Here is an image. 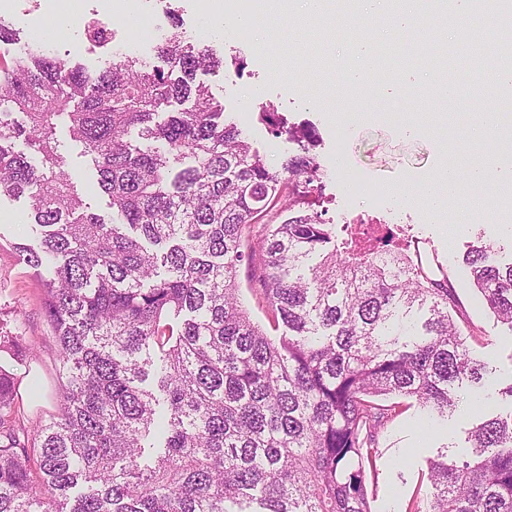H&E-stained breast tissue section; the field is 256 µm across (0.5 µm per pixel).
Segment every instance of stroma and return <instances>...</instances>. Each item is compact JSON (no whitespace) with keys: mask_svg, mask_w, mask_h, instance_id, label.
<instances>
[{"mask_svg":"<svg viewBox=\"0 0 512 512\" xmlns=\"http://www.w3.org/2000/svg\"><path fill=\"white\" fill-rule=\"evenodd\" d=\"M106 3L90 0L101 18L111 23L118 40L129 43L131 54L153 59L154 42L146 33L137 32L122 14L110 12ZM171 9L181 16L187 37L214 45L228 55L243 54L244 68L228 64L197 74L196 80L208 86L223 104L228 120L270 163L279 164L295 152L296 146L287 135L271 133L260 121L261 104H273L293 123L316 127L325 192L333 198L326 214L329 223L338 224L353 214L371 211L370 201H348L340 188L343 172H356L381 189L388 213L411 225L414 234L425 240L428 252L448 270L459 310L475 332L470 347L474 357L485 364L487 374L478 392L460 390L457 407L446 421L425 423L418 404L404 398L400 414L378 428L380 456L368 486L370 509L406 512L410 499L418 492L428 458L443 449L452 455L460 453L467 431L481 414L499 408L500 389L512 383V333L496 323L462 268L468 244L479 238L493 244L499 261L512 262V223L467 216L452 224L447 215H428L426 205L403 200L411 179L439 172L455 158L454 152L445 150L434 129L439 111L430 99L435 73L417 52L429 26L420 21L402 35L376 40L378 56L368 60L366 67L375 73L372 83L378 92L370 96L350 88L342 68L347 59L346 40L366 38L368 28L357 20L348 25L346 34H339L336 21L343 12L337 0H332L327 16L321 19L297 11L283 14L268 10L262 20L267 39L262 48L255 41L243 40L237 32H209L201 0L141 3L142 14L150 16L154 28L164 35L172 31L166 17ZM46 15V0H9L8 8L0 9V21L18 29L21 42L31 48L57 53L74 49L90 71L105 66L107 56L85 46L79 24H71L60 37L44 41L38 30ZM502 100L503 92L497 86L485 87L478 95L472 87L460 88L450 111L455 142L477 146L488 160L512 147V142L506 140H471L473 129L484 125L489 109L498 107ZM58 139L65 168L85 211L107 214V198L96 188L90 158L84 156L81 145L71 140L67 130H60ZM29 216L28 197L0 199V320L21 337L24 346L34 350L33 356L13 366L20 422L31 428L58 415L60 401L58 346L45 316L40 277L17 251L18 245L37 242ZM239 281V298L252 319L268 329L271 337H279L260 298L259 271L241 269Z\"/></svg>","mask_w":512,"mask_h":512,"instance_id":"1","label":"stroma"}]
</instances>
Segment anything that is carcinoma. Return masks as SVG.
<instances>
[{
  "label": "carcinoma",
  "mask_w": 512,
  "mask_h": 512,
  "mask_svg": "<svg viewBox=\"0 0 512 512\" xmlns=\"http://www.w3.org/2000/svg\"><path fill=\"white\" fill-rule=\"evenodd\" d=\"M496 8L482 83L512 67V5ZM157 59L94 74L68 53L0 55V197L31 200L39 247L18 249L48 272L61 402L50 422L17 424L0 364V512H370L375 434L398 414L381 401L445 420L458 383L483 379L455 288L404 227L328 223L317 133L271 104L261 121L297 150L270 166L195 83L222 63L212 47L174 33ZM60 119L107 217L83 212ZM276 207L288 218L253 234ZM492 252L480 241L463 263L512 333V263ZM244 262L277 339L239 299ZM468 440L473 456L429 461L428 508L408 512H512V413Z\"/></svg>",
  "instance_id": "carcinoma-1"
}]
</instances>
